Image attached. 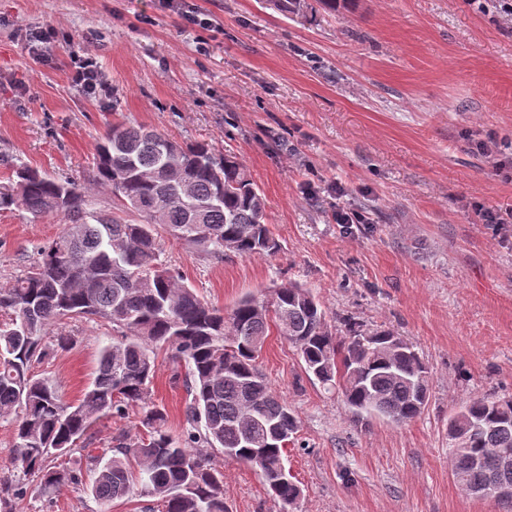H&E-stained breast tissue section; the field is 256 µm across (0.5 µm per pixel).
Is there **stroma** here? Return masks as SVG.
<instances>
[{
    "label": "stroma",
    "mask_w": 512,
    "mask_h": 512,
    "mask_svg": "<svg viewBox=\"0 0 512 512\" xmlns=\"http://www.w3.org/2000/svg\"><path fill=\"white\" fill-rule=\"evenodd\" d=\"M507 0H357L332 16L307 0L302 19L266 0H0V181L27 166L91 176L112 125H143L238 156L262 190L277 252L215 259L168 235L159 260L205 301L231 308L293 282L329 324L354 321L412 342L429 400L396 424L355 418L340 392L307 376L271 332L259 357L297 432L284 457L303 489L299 512H500L453 478L448 419L474 398L512 396V227L474 205L512 211V180L480 141L512 142V10ZM197 12L185 23L177 5ZM53 27L52 59H33L26 30ZM90 40L110 97L72 80L69 42ZM25 81L18 90L17 81ZM357 213L340 224L338 211ZM54 216L0 211V283L23 273L62 230ZM72 345L35 363L65 403L93 380L111 326L67 319ZM181 367L158 356L150 399L170 434L186 427ZM143 432L136 407L89 430L107 452ZM224 473L229 512H278L249 464L205 451ZM15 512H100L88 483L49 494L28 482Z\"/></svg>",
    "instance_id": "1"
}]
</instances>
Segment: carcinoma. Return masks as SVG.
Listing matches in <instances>:
<instances>
[{
  "instance_id": "cac0c4a2",
  "label": "carcinoma",
  "mask_w": 512,
  "mask_h": 512,
  "mask_svg": "<svg viewBox=\"0 0 512 512\" xmlns=\"http://www.w3.org/2000/svg\"><path fill=\"white\" fill-rule=\"evenodd\" d=\"M273 2L289 16L306 8V0ZM100 190L125 216L95 207ZM20 209L64 224L38 261L0 285V312L9 315L0 324V418L14 421L23 476L40 478L43 493L81 482L79 464L44 468L52 453L76 455L89 465L90 491L102 512L135 489L158 499L162 512H228L224 473L198 452L220 448L258 467L280 512H294L302 489L283 449L296 420L257 363L272 325L294 345L308 374L341 391L354 416L405 423L427 404L428 371L414 346L393 332H365L349 322L339 338L321 303L295 283L276 288L270 303L246 295L224 311L159 266L160 229L217 259L279 250L265 198L233 153L143 126H114L96 146L86 185L17 168L0 184V211ZM77 317L106 322L116 336L101 349L82 399L65 404L31 366L48 350L72 344L67 336L47 341V330ZM161 348L185 367L176 374L188 396L187 428L179 437L166 430L165 410L147 400ZM133 404L147 437L120 434L110 457L95 454L91 424L110 413L122 417ZM448 449L456 482L495 498V484L512 482V471L497 466L500 455L512 456V397L462 406L448 420ZM26 492L20 481L0 479V512H13L12 501Z\"/></svg>"
}]
</instances>
